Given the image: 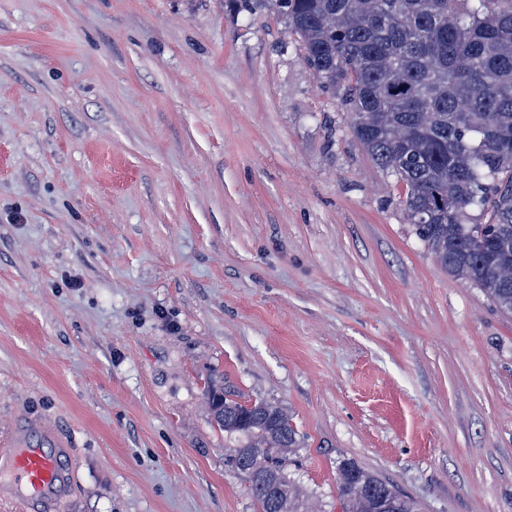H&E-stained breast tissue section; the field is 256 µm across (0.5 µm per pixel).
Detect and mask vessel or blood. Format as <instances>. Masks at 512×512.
<instances>
[{
	"instance_id": "obj_1",
	"label": "vessel or blood",
	"mask_w": 512,
	"mask_h": 512,
	"mask_svg": "<svg viewBox=\"0 0 512 512\" xmlns=\"http://www.w3.org/2000/svg\"><path fill=\"white\" fill-rule=\"evenodd\" d=\"M37 430L43 445H30L20 431L10 448L0 453V481L8 484L26 512H64L72 474L60 458L68 454L69 442L48 426L38 425Z\"/></svg>"
}]
</instances>
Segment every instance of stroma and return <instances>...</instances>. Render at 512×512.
<instances>
[{
    "label": "stroma",
    "instance_id": "1",
    "mask_svg": "<svg viewBox=\"0 0 512 512\" xmlns=\"http://www.w3.org/2000/svg\"><path fill=\"white\" fill-rule=\"evenodd\" d=\"M276 13L0 0V440L66 512H256L204 391L285 407L291 479L512 512V315L444 271ZM38 431L49 448L28 444L25 430H19L11 448L0 455V479L9 485L28 512H63L69 497L72 473L60 463L68 455L69 441L55 430L37 422L27 427Z\"/></svg>",
    "mask_w": 512,
    "mask_h": 512
}]
</instances>
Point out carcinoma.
<instances>
[{
	"mask_svg": "<svg viewBox=\"0 0 512 512\" xmlns=\"http://www.w3.org/2000/svg\"><path fill=\"white\" fill-rule=\"evenodd\" d=\"M300 37L355 139L406 188L416 237L443 270L512 314V0H238ZM211 420L257 512H304L288 478L299 440L283 407L213 379ZM341 512H419L393 484L342 459Z\"/></svg>",
	"mask_w": 512,
	"mask_h": 512,
	"instance_id": "cac0c4a2",
	"label": "carcinoma"
}]
</instances>
